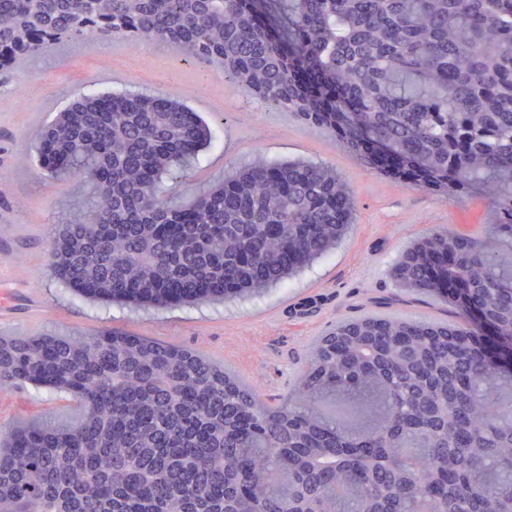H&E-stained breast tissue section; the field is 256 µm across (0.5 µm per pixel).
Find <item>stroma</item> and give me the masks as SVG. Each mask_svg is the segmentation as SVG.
Masks as SVG:
<instances>
[{
  "instance_id": "stroma-1",
  "label": "stroma",
  "mask_w": 512,
  "mask_h": 512,
  "mask_svg": "<svg viewBox=\"0 0 512 512\" xmlns=\"http://www.w3.org/2000/svg\"><path fill=\"white\" fill-rule=\"evenodd\" d=\"M93 90L158 93L187 102L207 121L209 147L168 180L182 200L256 160L305 158L334 167L349 184L357 202L353 230L293 278L231 302L106 306L59 288L48 272L49 242L57 225L82 217L87 196L78 179L39 176L33 146L47 122ZM489 202L485 194L457 202L395 181L324 129L249 95L210 66L168 53L166 44L134 48L117 38L71 44L0 76V335L89 336L102 329L144 335L203 353L263 397L283 396L308 345L337 320L365 314L449 319L448 303L405 297L388 270L434 226L473 232L490 223ZM81 414L65 391L28 385L0 394V429L15 421L74 426Z\"/></svg>"
}]
</instances>
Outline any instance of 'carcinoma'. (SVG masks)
<instances>
[{
	"instance_id": "obj_1",
	"label": "carcinoma",
	"mask_w": 512,
	"mask_h": 512,
	"mask_svg": "<svg viewBox=\"0 0 512 512\" xmlns=\"http://www.w3.org/2000/svg\"><path fill=\"white\" fill-rule=\"evenodd\" d=\"M307 83L242 0H0V68L65 42L156 39L221 69L406 184L492 196L490 238L512 245V0H272ZM393 156L377 162L336 125ZM210 140L159 94L85 95L44 128L42 173L94 195L56 227L49 271L98 302H221L270 290L325 257L355 197L336 169L257 160L188 207L164 177ZM453 268L512 341V265L475 233L435 227L391 269L407 295L448 299ZM64 390L80 425L18 427L0 451V512H512V373L448 321L364 315L308 348L277 403L204 355L102 330L0 337V392Z\"/></svg>"
}]
</instances>
